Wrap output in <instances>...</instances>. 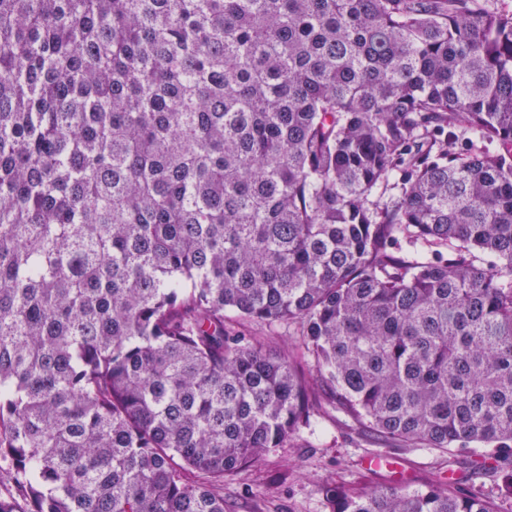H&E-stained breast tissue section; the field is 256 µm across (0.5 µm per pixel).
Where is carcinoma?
Segmentation results:
<instances>
[{
	"label": "carcinoma",
	"instance_id": "obj_1",
	"mask_svg": "<svg viewBox=\"0 0 512 512\" xmlns=\"http://www.w3.org/2000/svg\"><path fill=\"white\" fill-rule=\"evenodd\" d=\"M322 395L408 448L512 451V12L0 0V512H232ZM238 329L277 349H293L299 343V326L294 323L269 325L262 322L244 323Z\"/></svg>",
	"mask_w": 512,
	"mask_h": 512
}]
</instances>
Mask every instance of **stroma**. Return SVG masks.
Listing matches in <instances>:
<instances>
[{"label":"stroma","mask_w":512,"mask_h":512,"mask_svg":"<svg viewBox=\"0 0 512 512\" xmlns=\"http://www.w3.org/2000/svg\"><path fill=\"white\" fill-rule=\"evenodd\" d=\"M370 456L388 459L389 468L367 469ZM510 465V451L496 458L488 448H394L344 425L341 413L332 409L293 447L271 449L257 465L226 479L224 496L233 501L234 512H330L323 492L330 483L360 491L397 484L414 490L440 476L495 500L500 470Z\"/></svg>","instance_id":"35a3bbf8"}]
</instances>
